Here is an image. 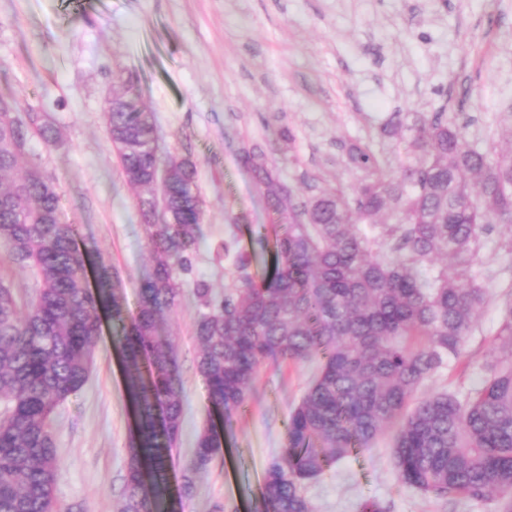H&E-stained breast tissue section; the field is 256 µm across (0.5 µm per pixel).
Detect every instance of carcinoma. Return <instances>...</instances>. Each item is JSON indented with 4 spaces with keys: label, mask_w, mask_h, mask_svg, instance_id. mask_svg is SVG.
I'll list each match as a JSON object with an SVG mask.
<instances>
[{
    "label": "carcinoma",
    "mask_w": 512,
    "mask_h": 512,
    "mask_svg": "<svg viewBox=\"0 0 512 512\" xmlns=\"http://www.w3.org/2000/svg\"><path fill=\"white\" fill-rule=\"evenodd\" d=\"M103 111L123 176L137 191L153 262L131 320L104 263L90 286L77 228L60 219L56 180L42 177L36 162L12 177L28 141L56 138L48 113L31 106L24 125L0 122V249L38 285L22 303L0 278V512H54L60 460L52 415L88 378L101 311L125 353L138 416L116 512H175L193 488L190 473L176 490L168 480L182 388L177 346L157 335L156 322L178 307L193 272L203 218L196 172L186 159L161 161L154 122L128 82ZM386 129L410 134L411 163L388 171L370 146L353 144L345 164L365 176L351 193L323 192L300 206L252 153L277 222L273 267L257 280L251 258L235 254L236 284L220 296L193 280L197 369L209 402L224 411L243 405L262 362L320 359L267 470L264 512H313L306 484L387 430L402 484L512 512V302L495 332L508 354L484 362L482 387L463 397L425 390L463 357L486 300L476 272L481 236L491 224H512V146L471 145L440 112L410 124L395 112ZM221 445L219 432L204 428L197 468Z\"/></svg>",
    "instance_id": "carcinoma-1"
}]
</instances>
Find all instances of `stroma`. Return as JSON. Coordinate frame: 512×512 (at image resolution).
<instances>
[{
  "instance_id": "obj_1",
  "label": "stroma",
  "mask_w": 512,
  "mask_h": 512,
  "mask_svg": "<svg viewBox=\"0 0 512 512\" xmlns=\"http://www.w3.org/2000/svg\"><path fill=\"white\" fill-rule=\"evenodd\" d=\"M128 80L156 127L160 156L196 168L203 202L195 273L223 293L233 280L222 244L248 254L261 276L271 261L252 240L272 233L247 151L264 156L298 201L352 189L344 164L364 143L391 168L407 140L384 130L395 111L443 112L469 143L507 147L512 123V0H0V96L44 106L60 131L31 140L19 162H40L61 191L62 215L114 273L129 316L151 263L135 191L112 152L102 103ZM501 230L482 237L479 275L489 290L464 357L434 385L466 393L483 381L500 311L512 301V251ZM199 307L192 288L161 325L178 346L183 414L169 474L195 470L197 437L215 425L222 448L182 512H258L267 469L284 444L291 409L316 362L267 361L247 402L215 410L194 363ZM135 428L127 372L104 327L83 387L60 404L53 432L61 462L56 512H114L124 489ZM315 512H492L467 498L450 502L401 485L389 437L350 454L306 487Z\"/></svg>"
}]
</instances>
